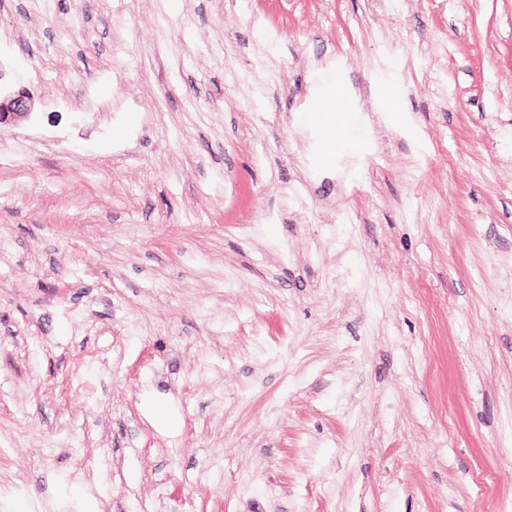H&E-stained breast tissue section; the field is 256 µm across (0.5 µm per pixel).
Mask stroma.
<instances>
[{
	"instance_id": "stroma-1",
	"label": "stroma",
	"mask_w": 512,
	"mask_h": 512,
	"mask_svg": "<svg viewBox=\"0 0 512 512\" xmlns=\"http://www.w3.org/2000/svg\"><path fill=\"white\" fill-rule=\"evenodd\" d=\"M0 45V512H512V0H0ZM34 105V95L26 89L21 88L2 96V87L0 86V128L16 126L29 119Z\"/></svg>"
}]
</instances>
